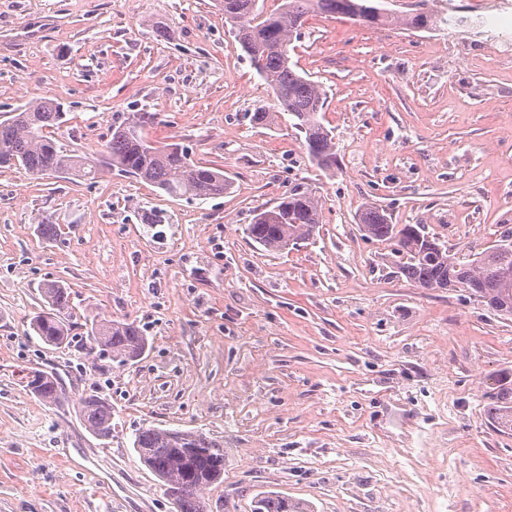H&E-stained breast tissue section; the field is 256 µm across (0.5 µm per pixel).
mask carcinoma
Returning a JSON list of instances; mask_svg holds the SVG:
<instances>
[{"mask_svg": "<svg viewBox=\"0 0 512 512\" xmlns=\"http://www.w3.org/2000/svg\"><path fill=\"white\" fill-rule=\"evenodd\" d=\"M267 12L256 10V0H216L231 23L232 33L256 72L275 96L277 109L287 114L304 137L309 160L325 171H336L339 156L331 131L321 122L326 93L319 83L305 77L291 64L289 45L311 12L342 15L370 26L397 22L410 29L431 30L437 24L427 9L400 16L369 0H278ZM65 112L54 100L29 102L0 122V169L22 168L35 178L56 172L95 179L118 171L151 183L171 197L214 199L229 193L232 182L224 171L190 161L185 148L170 144L155 147L139 131L154 120L151 112H137L133 119L112 125L110 139L96 159L66 154L49 134L62 123ZM322 223V204L303 184L288 189L276 205L260 210L246 234L270 251H284L309 240ZM360 230L370 239L394 245L403 257L400 272L419 288H463L496 314L512 317V230H504L497 244L461 263L437 239L425 233L422 224H393L386 210L367 205L359 217ZM47 308L36 313L30 328L44 344L62 347L73 341L72 325L61 317L70 306L68 288L50 282L41 288ZM84 341L102 347L122 364L140 358L147 338L134 323L98 322L88 329ZM512 376H495L496 391L489 394L486 412L499 426L512 427ZM28 390L48 405L60 402L64 385L52 371L31 370ZM84 426L95 436L112 438V404L96 392L76 400ZM133 448L141 462L163 482L179 512H207L201 494L223 482L224 445L198 431L146 428L135 435ZM251 512H311L310 505L270 493L253 501Z\"/></svg>", "mask_w": 512, "mask_h": 512, "instance_id": "obj_1", "label": "carcinoma"}]
</instances>
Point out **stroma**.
I'll return each mask as SVG.
<instances>
[{"label": "stroma", "instance_id": "1", "mask_svg": "<svg viewBox=\"0 0 512 512\" xmlns=\"http://www.w3.org/2000/svg\"><path fill=\"white\" fill-rule=\"evenodd\" d=\"M457 2L454 27L392 24L382 41L308 16L289 55L327 93L331 173L289 117L249 122L273 94L215 0H0V115L56 100L53 137L91 157L113 123L152 112L148 141L233 183L202 200L116 172L0 169V512H177L133 448L149 427L223 444L209 512H251L271 491L313 512H512V430L485 412L512 373V318L461 288L416 287L358 223L380 205L463 262L512 229V28L470 31L512 0ZM297 183L322 201L319 230L267 251L245 227ZM154 210L164 223H144ZM50 281L70 288L75 336L128 320L144 355L122 365L33 336ZM37 367L62 377L60 404L26 392ZM90 391L112 404L109 443L78 416Z\"/></svg>", "mask_w": 512, "mask_h": 512}]
</instances>
